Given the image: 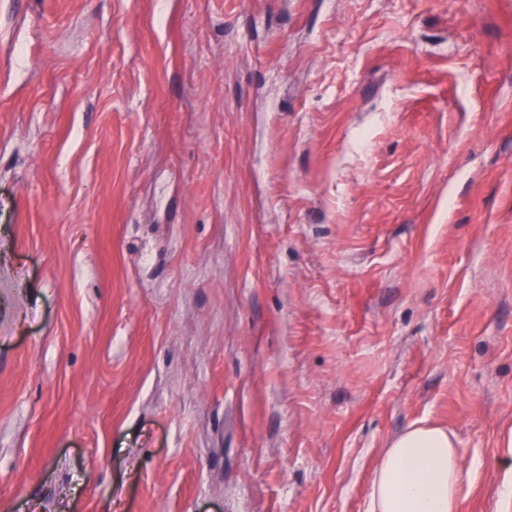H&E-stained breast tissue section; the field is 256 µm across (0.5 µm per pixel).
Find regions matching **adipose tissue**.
I'll return each mask as SVG.
<instances>
[{
    "label": "adipose tissue",
    "mask_w": 512,
    "mask_h": 512,
    "mask_svg": "<svg viewBox=\"0 0 512 512\" xmlns=\"http://www.w3.org/2000/svg\"><path fill=\"white\" fill-rule=\"evenodd\" d=\"M472 475L446 430L419 425L393 439L375 471L369 512H455Z\"/></svg>",
    "instance_id": "obj_1"
}]
</instances>
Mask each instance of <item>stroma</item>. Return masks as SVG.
I'll list each match as a JSON object with an SVG mask.
<instances>
[{
    "instance_id": "stroma-1",
    "label": "stroma",
    "mask_w": 512,
    "mask_h": 512,
    "mask_svg": "<svg viewBox=\"0 0 512 512\" xmlns=\"http://www.w3.org/2000/svg\"><path fill=\"white\" fill-rule=\"evenodd\" d=\"M424 423L512 512V0H0V512H367Z\"/></svg>"
}]
</instances>
